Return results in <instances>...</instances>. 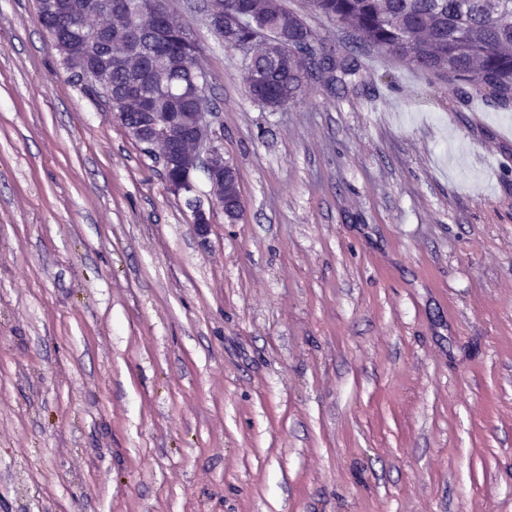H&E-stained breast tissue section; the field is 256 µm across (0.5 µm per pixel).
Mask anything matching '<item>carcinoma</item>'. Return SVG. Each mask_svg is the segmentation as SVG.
Segmentation results:
<instances>
[{
  "mask_svg": "<svg viewBox=\"0 0 512 512\" xmlns=\"http://www.w3.org/2000/svg\"><path fill=\"white\" fill-rule=\"evenodd\" d=\"M319 13L359 34L368 44L392 56L409 60L425 73L471 85L507 105L512 102V0H309ZM224 25L232 48L248 60V48L258 37L266 39L255 67L264 71L249 95L275 111L302 91L294 56L278 35L296 42L307 39L336 59L328 82L344 83L359 70L336 46H327L318 33L283 0H224ZM139 19L132 9L112 15V48L135 33ZM199 45L191 46L176 32L144 42V51L112 64V85L120 88L139 75L168 85L151 102L152 112L184 111L181 93L199 66Z\"/></svg>",
  "mask_w": 512,
  "mask_h": 512,
  "instance_id": "cac0c4a2",
  "label": "carcinoma"
}]
</instances>
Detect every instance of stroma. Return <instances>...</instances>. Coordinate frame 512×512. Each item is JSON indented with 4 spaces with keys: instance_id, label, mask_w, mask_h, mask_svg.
Returning a JSON list of instances; mask_svg holds the SVG:
<instances>
[{
    "instance_id": "obj_1",
    "label": "stroma",
    "mask_w": 512,
    "mask_h": 512,
    "mask_svg": "<svg viewBox=\"0 0 512 512\" xmlns=\"http://www.w3.org/2000/svg\"><path fill=\"white\" fill-rule=\"evenodd\" d=\"M277 111L189 0L236 223L0 0V512H512V104L364 46Z\"/></svg>"
}]
</instances>
